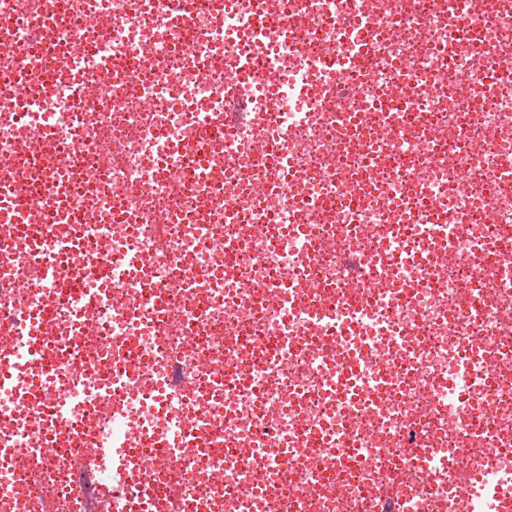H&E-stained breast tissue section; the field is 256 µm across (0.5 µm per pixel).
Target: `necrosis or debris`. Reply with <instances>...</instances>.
Instances as JSON below:
<instances>
[{
  "label": "necrosis or debris",
  "mask_w": 512,
  "mask_h": 512,
  "mask_svg": "<svg viewBox=\"0 0 512 512\" xmlns=\"http://www.w3.org/2000/svg\"><path fill=\"white\" fill-rule=\"evenodd\" d=\"M194 7L0 0V83H38L0 100V177L60 201L23 213L38 249L0 224V512H89L72 447L104 466L137 429L195 436L132 456L146 512H512V266L486 255L512 239V0Z\"/></svg>",
  "instance_id": "necrosis-or-debris-1"
}]
</instances>
